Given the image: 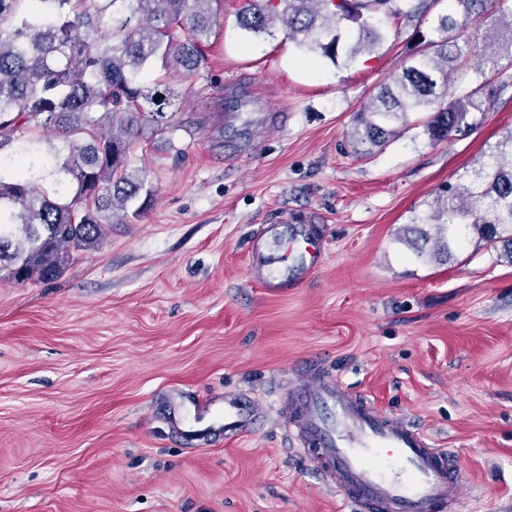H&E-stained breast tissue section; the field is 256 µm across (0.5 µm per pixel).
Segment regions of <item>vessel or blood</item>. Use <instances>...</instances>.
Here are the masks:
<instances>
[{
  "mask_svg": "<svg viewBox=\"0 0 512 512\" xmlns=\"http://www.w3.org/2000/svg\"><path fill=\"white\" fill-rule=\"evenodd\" d=\"M322 240L303 224L285 220L264 225L251 248V269L266 288L304 283L321 262ZM290 424L314 445L346 501L363 512H443L460 503L461 476L447 449L434 447L410 423L380 414L367 402L322 379L290 395L283 406ZM168 422L186 438L210 433L250 432L263 411L248 394L225 397L223 405L179 399L168 407Z\"/></svg>",
  "mask_w": 512,
  "mask_h": 512,
  "instance_id": "obj_1",
  "label": "vessel or blood"
}]
</instances>
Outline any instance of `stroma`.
I'll list each match as a JSON object with an SVG mask.
<instances>
[{
  "label": "stroma",
  "instance_id": "35a3bbf8",
  "mask_svg": "<svg viewBox=\"0 0 512 512\" xmlns=\"http://www.w3.org/2000/svg\"><path fill=\"white\" fill-rule=\"evenodd\" d=\"M237 8L218 0L173 131L131 150L144 213L52 282L0 279V512H358L279 414L318 373L454 452L455 512H512V260L468 226L445 261L399 239L512 131V86L466 135L408 131L359 155L354 117L401 70L411 28L336 65L284 29L242 32ZM281 215L325 243L285 291L249 256ZM240 391L267 409L248 434L193 451L171 431L174 395Z\"/></svg>",
  "mask_w": 512,
  "mask_h": 512
}]
</instances>
